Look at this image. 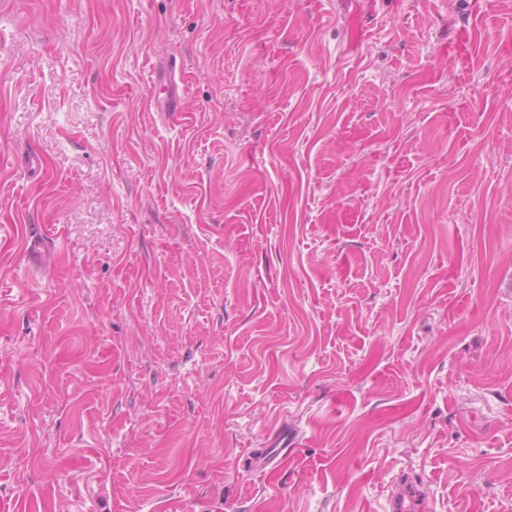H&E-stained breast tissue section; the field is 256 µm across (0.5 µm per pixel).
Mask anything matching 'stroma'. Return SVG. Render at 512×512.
I'll return each mask as SVG.
<instances>
[{
	"mask_svg": "<svg viewBox=\"0 0 512 512\" xmlns=\"http://www.w3.org/2000/svg\"><path fill=\"white\" fill-rule=\"evenodd\" d=\"M404 473L512 512V0H6L0 512Z\"/></svg>",
	"mask_w": 512,
	"mask_h": 512,
	"instance_id": "obj_1",
	"label": "stroma"
}]
</instances>
